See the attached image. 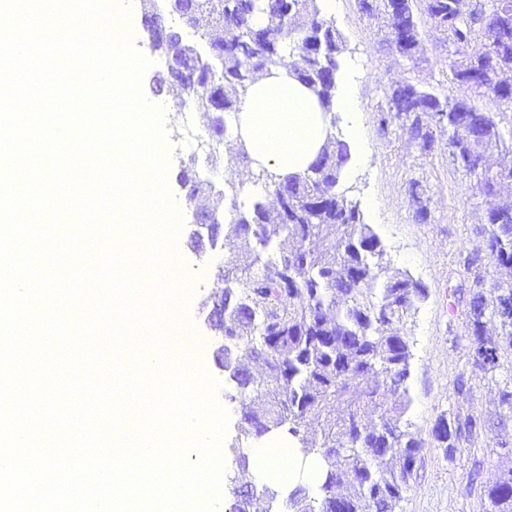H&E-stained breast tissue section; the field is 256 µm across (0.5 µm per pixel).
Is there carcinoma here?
Wrapping results in <instances>:
<instances>
[{
  "label": "carcinoma",
  "mask_w": 512,
  "mask_h": 512,
  "mask_svg": "<svg viewBox=\"0 0 512 512\" xmlns=\"http://www.w3.org/2000/svg\"><path fill=\"white\" fill-rule=\"evenodd\" d=\"M422 2L459 55L450 66L452 79L512 108V81L501 78L512 71V0ZM359 4L367 14H388L392 45L414 59L419 46L414 11L401 7V0ZM144 6L153 46L187 75H200L191 85L180 82L186 97L178 108L200 114L212 139L207 161L214 164L223 156L226 114L239 112L249 86L291 55L301 60L292 65V75L316 94L330 115V128L336 127V56L342 38L317 0H180V17L201 46L187 41L181 30L166 28L155 0H144ZM386 97L379 124H399L425 150L433 144L432 126L448 127V152L476 178L487 203L488 258L512 267V207L494 204L512 174L485 163L493 149L512 151V132L504 135L490 113L458 107L414 84L392 85ZM347 161L346 141L331 132L305 171L284 178L258 173L253 184H264L275 197L276 219L258 199L247 206L234 201L224 227L217 212L208 209L211 223L189 231L192 242L206 239L213 246L223 230L240 240L250 258L247 264L233 257L224 261L219 272L224 293L214 297L211 324L224 338L237 412L252 435L278 431L294 439L303 455L322 462L313 492L300 484L286 493L264 484L248 494L228 476L229 512H259V505L273 500L283 502L287 512H396L415 470L420 441L401 426L411 405L412 358L403 327L426 288L384 265L378 235L340 188ZM180 182L191 203L213 191L193 157L183 165ZM328 226L336 227V236L324 240ZM282 237L295 246L276 247ZM491 292L497 294L494 309H488L479 288L467 313L471 365L485 374L499 366L500 350L486 337L487 323L499 322L512 348V316L501 311L503 299H512V287L495 283ZM240 350L262 370L240 367L234 358ZM259 395L268 400L261 410L254 406ZM484 426L480 415L462 420L450 413L437 420L432 433L451 458L462 435ZM487 496L492 512H512V467L501 472Z\"/></svg>",
  "instance_id": "carcinoma-1"
}]
</instances>
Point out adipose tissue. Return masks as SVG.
<instances>
[{
	"label": "adipose tissue",
	"instance_id": "adipose-tissue-1",
	"mask_svg": "<svg viewBox=\"0 0 512 512\" xmlns=\"http://www.w3.org/2000/svg\"><path fill=\"white\" fill-rule=\"evenodd\" d=\"M336 110L350 140L349 167L369 165L370 154L359 146L357 99L342 92L337 97ZM329 121L315 94L295 80L285 64L249 87L235 121V135L255 166L284 176L305 171L316 159L327 141ZM250 473L265 483L310 488L317 484L315 460L300 459L286 442L274 438L252 449Z\"/></svg>",
	"mask_w": 512,
	"mask_h": 512
}]
</instances>
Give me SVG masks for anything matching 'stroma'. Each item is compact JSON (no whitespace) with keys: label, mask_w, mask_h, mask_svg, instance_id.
<instances>
[{"label":"stroma","mask_w":512,"mask_h":512,"mask_svg":"<svg viewBox=\"0 0 512 512\" xmlns=\"http://www.w3.org/2000/svg\"><path fill=\"white\" fill-rule=\"evenodd\" d=\"M413 9L418 13L419 50L412 60L391 46L384 14L363 13L358 0H336L330 15L343 38L338 86L359 100L364 144L372 155L370 165L345 171L343 185L349 198L357 201L364 223L372 225L380 238L391 270L409 273L427 290L405 326L412 350L408 379L412 404L404 421L422 447L397 512H490L485 491L504 468L512 466V416L503 417L499 406L500 391L512 387V352L501 353L500 366L493 373L473 371L469 364L472 341L466 313L473 273L467 261L480 257L481 272L489 283H512V268L495 266L486 257L485 205L473 189V176L451 161L447 129L435 128L433 147L424 152L399 125L382 129L378 114L386 106L388 88L402 82L443 98L466 99L492 113L503 130L512 129V110L454 82L444 36L422 14L421 4ZM130 21L141 31L136 49L151 62L142 76V92L149 103L162 107L167 136L176 140L182 91L169 79L163 54L149 46L142 31V7L132 10ZM181 166V156L168 153L166 183L184 224L177 249L186 269L197 278L187 315L194 336L205 346L203 366L221 383L217 398L227 406L234 389L217 357L223 339L211 330L208 318L214 296L224 290L218 268L228 257L240 254V243L224 236L215 250L196 251L189 246L186 227L192 222L193 206L176 181ZM415 181L428 207L423 221L417 218L410 195ZM460 378L466 383L461 394L455 390ZM450 411L479 414L486 420L485 430L463 437L452 458L432 435L435 422Z\"/></svg>","instance_id":"35a3bbf8"}]
</instances>
